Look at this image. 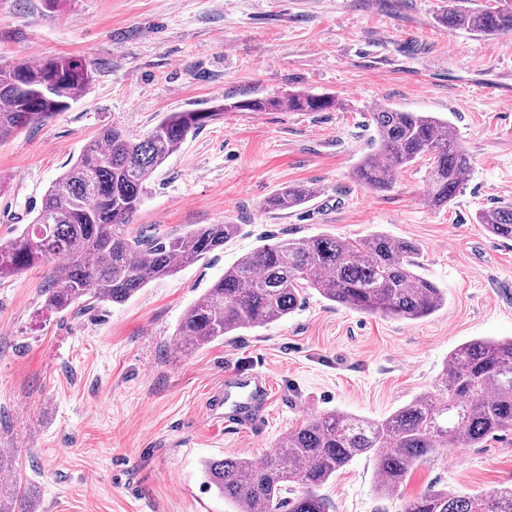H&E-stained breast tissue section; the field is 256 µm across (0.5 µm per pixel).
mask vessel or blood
I'll use <instances>...</instances> for the list:
<instances>
[{"label":"vessel or blood","instance_id":"b4317fda","mask_svg":"<svg viewBox=\"0 0 512 512\" xmlns=\"http://www.w3.org/2000/svg\"><path fill=\"white\" fill-rule=\"evenodd\" d=\"M267 376L257 371L225 374L208 400L210 416L225 426L260 429L270 404Z\"/></svg>","mask_w":512,"mask_h":512}]
</instances>
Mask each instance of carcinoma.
Wrapping results in <instances>:
<instances>
[{"label":"carcinoma","instance_id":"1","mask_svg":"<svg viewBox=\"0 0 512 512\" xmlns=\"http://www.w3.org/2000/svg\"><path fill=\"white\" fill-rule=\"evenodd\" d=\"M436 20L450 30L489 38L512 34V0L471 8L448 4ZM91 71L69 56L36 65L0 67V142L37 121L67 111L85 90ZM253 112L343 111L346 103L323 93L292 91L254 97ZM241 101L166 114L150 131L132 136L112 125L100 128L77 159L50 186L31 224L0 242V279L52 259L45 309L69 313L88 301L122 304L148 283L176 274L235 236L237 224H195L181 234L144 239L128 227L154 173L189 134ZM370 119L373 151L354 170L358 182L386 191L393 176L417 159L429 161L427 201L451 204L471 172V156L448 122L429 112L382 105ZM314 196L306 185H288L265 202L287 211ZM491 235L512 240V203L479 213ZM416 245L384 234L343 239L327 234L265 244L224 269L203 298L183 314L176 343L198 348L242 328L283 320L308 289L342 307L408 320L441 309L447 297L416 271ZM512 433V338L474 339L448 357L434 391L411 400L382 420L330 411L288 433L262 462L240 458L203 463L209 485L235 512H328L322 486L354 458L373 455L377 487L393 498L414 467L452 444L473 448L490 436ZM0 512H34L31 486L0 454ZM305 491L296 493V486ZM403 512H512V487L470 495L429 489Z\"/></svg>","mask_w":512,"mask_h":512}]
</instances>
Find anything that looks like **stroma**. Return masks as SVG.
<instances>
[{"instance_id": "stroma-1", "label": "stroma", "mask_w": 512, "mask_h": 512, "mask_svg": "<svg viewBox=\"0 0 512 512\" xmlns=\"http://www.w3.org/2000/svg\"><path fill=\"white\" fill-rule=\"evenodd\" d=\"M441 0H0V66L62 55L92 78L53 120L0 143V242L30 224L47 189L99 128L132 135L168 112L227 98L332 93L338 112H227L154 174L129 227L145 238L194 224L238 234L121 305L45 310L49 266L0 281V450L36 486L37 512H233L206 486L207 458L257 461L310 417L382 419L432 392L449 353L512 337V241L477 213L512 202V34L487 39L436 21ZM447 119L473 170L450 206L426 203V160L376 192L352 171L373 107ZM316 197L265 211L282 187ZM385 233L415 243L421 274L448 300L420 320L339 307L308 291L285 320L181 351L173 333L225 267L288 238ZM257 367L273 388L262 433L212 420L224 374ZM359 456L321 489L329 512H402L430 488L484 494L512 485V434L451 448L415 467L399 496Z\"/></svg>"}]
</instances>
